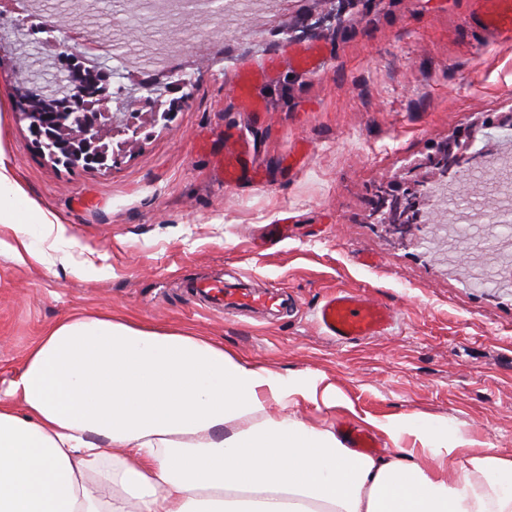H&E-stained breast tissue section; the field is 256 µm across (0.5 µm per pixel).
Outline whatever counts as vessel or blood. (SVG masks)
<instances>
[{"instance_id": "obj_1", "label": "vessel or blood", "mask_w": 512, "mask_h": 512, "mask_svg": "<svg viewBox=\"0 0 512 512\" xmlns=\"http://www.w3.org/2000/svg\"><path fill=\"white\" fill-rule=\"evenodd\" d=\"M482 25L497 40L511 42L512 0H486ZM195 293L210 299L228 314H275L287 307L282 293L271 285L255 290L243 285L228 288L218 282L200 283ZM391 320V313L386 307L351 289L329 293L318 311V323L324 334L343 343L384 335Z\"/></svg>"}]
</instances>
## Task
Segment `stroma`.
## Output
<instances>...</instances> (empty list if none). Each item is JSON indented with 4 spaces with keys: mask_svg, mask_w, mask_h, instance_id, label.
I'll list each match as a JSON object with an SVG mask.
<instances>
[{
    "mask_svg": "<svg viewBox=\"0 0 512 512\" xmlns=\"http://www.w3.org/2000/svg\"><path fill=\"white\" fill-rule=\"evenodd\" d=\"M475 0H352L345 23L291 40L283 0H238L223 18L169 16L166 0H10L0 13V152L61 239L34 228L41 261L23 262L0 225V394L44 331L106 312L223 343L272 371H311L343 404L299 401L297 420L343 435L401 414L446 420L512 459V280L498 275L503 241L487 170L512 155L500 119L512 111V42L474 20ZM122 58L172 50L193 85L171 122L142 119L136 142L103 168H70L37 144L15 103L12 65L24 49L41 86L62 68L53 42L82 51L80 33ZM467 134L472 160L448 187L477 212L453 242L426 198L407 240L371 223L372 190L404 177L432 143ZM244 174L224 179L236 144ZM271 224L288 225L271 241ZM93 267L76 276L74 268ZM278 284L288 312L274 323L199 305L189 282ZM393 315L387 333L340 343L316 311L336 288Z\"/></svg>",
    "mask_w": 512,
    "mask_h": 512,
    "instance_id": "stroma-1",
    "label": "stroma"
}]
</instances>
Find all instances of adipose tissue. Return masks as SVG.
Here are the masks:
<instances>
[{
    "label": "adipose tissue",
    "mask_w": 512,
    "mask_h": 512,
    "mask_svg": "<svg viewBox=\"0 0 512 512\" xmlns=\"http://www.w3.org/2000/svg\"><path fill=\"white\" fill-rule=\"evenodd\" d=\"M56 222L0 155L17 257L40 261L31 230ZM301 399L338 401L201 337L67 317L0 399V512H512V459L447 421H379L392 446L374 456L289 416Z\"/></svg>",
    "instance_id": "1"
}]
</instances>
